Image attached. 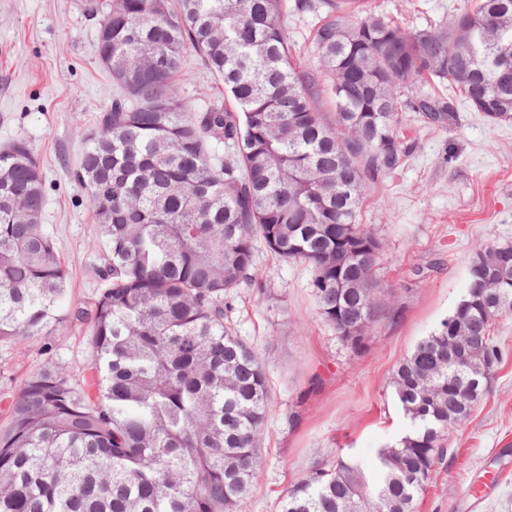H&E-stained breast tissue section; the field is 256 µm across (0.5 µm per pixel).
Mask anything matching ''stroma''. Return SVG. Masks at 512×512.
<instances>
[{"label": "stroma", "mask_w": 512, "mask_h": 512, "mask_svg": "<svg viewBox=\"0 0 512 512\" xmlns=\"http://www.w3.org/2000/svg\"><path fill=\"white\" fill-rule=\"evenodd\" d=\"M466 0H372L412 29L448 19ZM85 0H0V147L23 139L44 178L41 222L69 270L66 305H90L104 282L97 225L73 179L85 136L112 102L110 73L99 63L96 20ZM181 95L192 108L223 103V83L189 57ZM458 123L416 127L413 154L368 189L359 220L383 246L379 274L391 314L361 354L341 344L318 316L304 265L275 258L256 242L254 264L270 293L233 296L237 335L263 358L271 412L261 470L242 512H277L278 498L317 463L349 457L374 466L376 452L409 427L391 373L439 328L464 295L478 249L512 242V119L489 122L458 100ZM495 334L503 360L463 430L449 431L445 459L415 512H512V313ZM57 362L87 368L86 327L75 322L0 347V429L21 378Z\"/></svg>", "instance_id": "stroma-1"}]
</instances>
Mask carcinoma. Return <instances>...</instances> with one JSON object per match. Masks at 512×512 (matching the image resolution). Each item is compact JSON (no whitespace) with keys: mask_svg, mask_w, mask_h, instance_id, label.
I'll return each mask as SVG.
<instances>
[{"mask_svg":"<svg viewBox=\"0 0 512 512\" xmlns=\"http://www.w3.org/2000/svg\"><path fill=\"white\" fill-rule=\"evenodd\" d=\"M112 75L72 171L98 226L107 288L64 307L68 269L41 224L37 158L0 149V344L87 324L89 372L49 361L25 377L0 432V512H241L261 467L271 410L259 355L235 334L231 292L266 294L255 241L310 271L321 319L357 354L385 311L382 241L359 222L369 184L411 153L402 113L458 121L457 88L495 123L512 118V0H471L443 24L406 30L370 0H85ZM319 17L318 66L299 60L289 15ZM231 105L191 109L177 81L188 55ZM328 97L334 119L319 110ZM224 144V158L208 150ZM512 312V244L477 252L441 326L393 372L411 431L373 469L339 457L311 468L281 512H414V502L502 362L494 336ZM465 336L466 366L448 364Z\"/></svg>","mask_w":512,"mask_h":512,"instance_id":"obj_1","label":"carcinoma"}]
</instances>
